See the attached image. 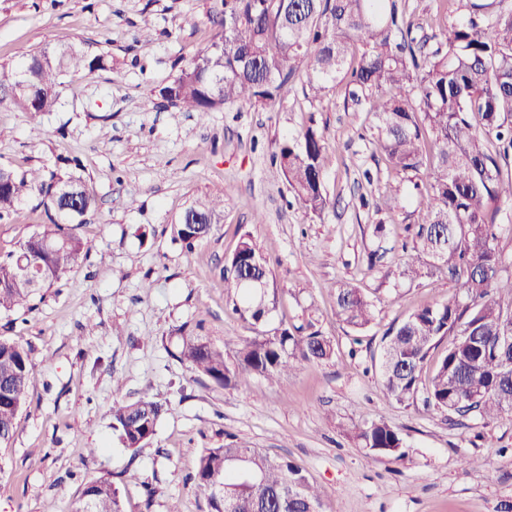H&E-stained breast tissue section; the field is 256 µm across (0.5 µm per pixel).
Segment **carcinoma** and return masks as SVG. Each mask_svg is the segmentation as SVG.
I'll list each match as a JSON object with an SVG mask.
<instances>
[{
  "label": "carcinoma",
  "mask_w": 512,
  "mask_h": 512,
  "mask_svg": "<svg viewBox=\"0 0 512 512\" xmlns=\"http://www.w3.org/2000/svg\"><path fill=\"white\" fill-rule=\"evenodd\" d=\"M209 14L215 41L158 98L199 119L228 105L268 106L288 95L300 68L313 97L345 84L348 97L374 118L373 137L391 167L427 183L414 256L401 275L446 274L459 291L424 305L382 337L380 392L410 404L424 392L425 406L448 414L472 411L483 418L512 417V347L499 337L512 330V277L494 232L499 204L512 201V175L501 160L512 155V0H448L441 47H413L398 0H216ZM361 53L346 67L353 44ZM112 57L71 44L43 47L15 67L0 65V101L22 112H54L61 77L82 69H107ZM276 159L295 196L316 216L331 206L324 186L325 142L309 127L279 144ZM40 199L50 223L0 255V313L27 304L59 280L92 243L70 224L96 205L83 177L52 172L18 173L0 166V217L25 198ZM224 199L191 206L173 237L191 250L213 232ZM266 257L249 237L224 264V292L256 336L224 351L199 325L175 330L169 354L222 388L260 377L276 381L304 362L332 358L335 344L319 330L266 329L275 310ZM374 303L343 283L336 315L354 328L367 326ZM435 374L422 370L443 342ZM35 364L31 351L0 336V446L12 440L27 403ZM163 404L139 399L112 403V428L123 447H144L155 435ZM353 439L372 456L402 460L408 448L398 429L378 421L358 424ZM208 512H323L321 493L302 467L272 458L248 442L205 448L189 477ZM124 512L112 478L89 482L71 512Z\"/></svg>",
  "instance_id": "1"
}]
</instances>
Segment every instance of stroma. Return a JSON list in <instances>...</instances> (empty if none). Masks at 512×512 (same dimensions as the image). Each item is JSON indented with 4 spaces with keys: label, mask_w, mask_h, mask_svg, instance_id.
<instances>
[{
    "label": "stroma",
    "mask_w": 512,
    "mask_h": 512,
    "mask_svg": "<svg viewBox=\"0 0 512 512\" xmlns=\"http://www.w3.org/2000/svg\"><path fill=\"white\" fill-rule=\"evenodd\" d=\"M213 0H0V64L73 44L112 58L106 70L65 76L57 111L0 104V164L69 175L68 159L97 207L74 231L94 243L52 287L0 316V336L31 352L35 375L9 447L0 450V512H70L83 487L111 474L126 512H207L188 481L199 452L233 439L300 464L326 512H504L512 505V418L483 419L403 405L379 392L382 338L415 309L455 290L447 276L402 270L419 220V192L389 165L344 85L306 98L305 75L264 108L231 106L206 119L145 109L158 86L203 54L215 32ZM412 35L438 45L436 0H401ZM149 30L140 52L135 38ZM313 127L326 145L325 187L334 201L309 213L274 155L286 135ZM220 196L211 237L185 252L171 227L198 199ZM37 199L0 219V253L41 229ZM384 224L376 232V224ZM273 273L272 327L314 324L335 356L305 362L276 382L221 388L170 358L175 329L202 324L227 349L253 332L224 297V261L241 236ZM377 270H369V258ZM392 277H383V270ZM364 289L373 322L356 330L335 316L337 287ZM96 324L87 335L85 324ZM167 404L138 452L112 430L113 400ZM385 420L410 450L396 462L368 456L353 425ZM99 449L88 460V449ZM474 457L470 469L463 458Z\"/></svg>",
    "instance_id": "35a3bbf8"
}]
</instances>
